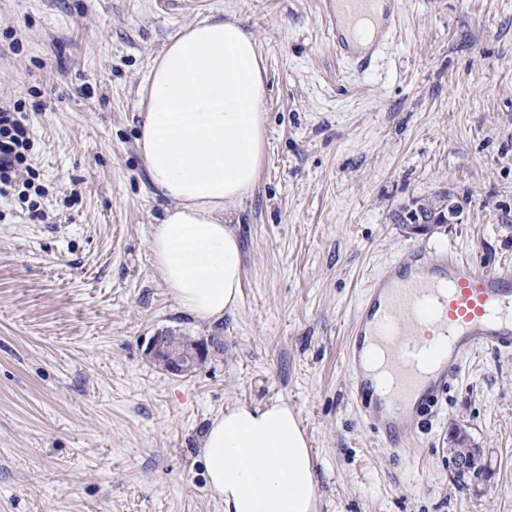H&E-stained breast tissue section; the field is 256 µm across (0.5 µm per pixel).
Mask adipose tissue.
<instances>
[{"label": "adipose tissue", "mask_w": 512, "mask_h": 512, "mask_svg": "<svg viewBox=\"0 0 512 512\" xmlns=\"http://www.w3.org/2000/svg\"><path fill=\"white\" fill-rule=\"evenodd\" d=\"M265 77L253 37L206 18L171 40L144 86L138 149L167 201L150 249L178 304L202 321L240 297V244L224 212L251 193L265 154ZM201 454L224 512H313L311 448L288 405L224 409Z\"/></svg>", "instance_id": "ef3b65f1"}]
</instances>
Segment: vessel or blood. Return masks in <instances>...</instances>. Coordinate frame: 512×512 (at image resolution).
Wrapping results in <instances>:
<instances>
[{"mask_svg": "<svg viewBox=\"0 0 512 512\" xmlns=\"http://www.w3.org/2000/svg\"><path fill=\"white\" fill-rule=\"evenodd\" d=\"M372 0H323L336 55L367 69L376 48L361 44ZM345 357L352 388L371 428L396 444L419 425L425 407L445 391L464 356L484 349L512 351V271L459 258L454 251H405L367 288L359 302ZM385 350L393 377L389 398L374 392L363 367L365 340ZM438 344L436 368L422 374L429 341Z\"/></svg>", "mask_w": 512, "mask_h": 512, "instance_id": "b4317fda", "label": "vessel or blood"}]
</instances>
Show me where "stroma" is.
<instances>
[{
	"label": "stroma",
	"instance_id": "stroma-1",
	"mask_svg": "<svg viewBox=\"0 0 512 512\" xmlns=\"http://www.w3.org/2000/svg\"><path fill=\"white\" fill-rule=\"evenodd\" d=\"M393 5L397 37L362 72L319 0H0V102L32 117L48 216L0 198V512H224L202 436L224 407L272 403L310 441L316 512H512V352L465 358L398 447L350 387L354 309L403 250L512 269V0ZM205 17L239 21L266 67L265 157L224 216L241 297L218 322L157 271L165 201L137 146L152 61ZM443 192L454 223L396 224ZM162 330L224 349L173 377L145 357ZM459 423L484 451L476 492L452 477Z\"/></svg>",
	"mask_w": 512,
	"mask_h": 512
}]
</instances>
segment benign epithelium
I'll list each match as a JSON object with an SVG mask.
<instances>
[{
	"instance_id": "7a95c632",
	"label": "benign epithelium",
	"mask_w": 512,
	"mask_h": 512,
	"mask_svg": "<svg viewBox=\"0 0 512 512\" xmlns=\"http://www.w3.org/2000/svg\"><path fill=\"white\" fill-rule=\"evenodd\" d=\"M423 202L413 200L398 210L396 220L412 233L422 234L431 227L453 220V214L458 211L454 198L447 197L443 204L433 212H423L420 207ZM221 345L217 337L195 341L193 349L182 348V337L171 331H161L148 341L145 349L146 358L160 370L179 377H187L197 371L209 358L211 351ZM454 448L450 453L453 467L456 470H468L482 460V450L477 448L468 431L458 425L453 429Z\"/></svg>"
}]
</instances>
